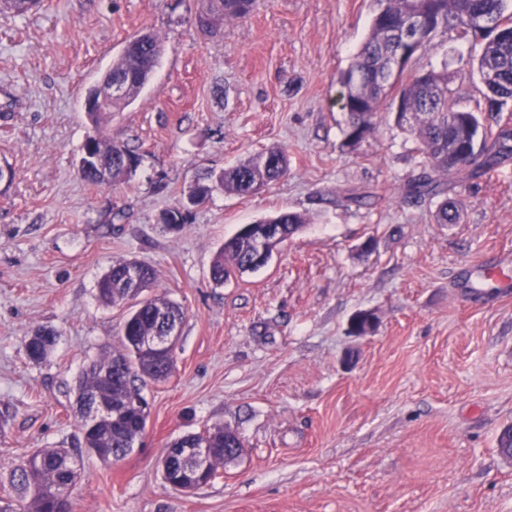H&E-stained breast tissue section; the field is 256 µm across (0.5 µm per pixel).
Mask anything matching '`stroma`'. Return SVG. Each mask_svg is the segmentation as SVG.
I'll list each match as a JSON object with an SVG mask.
<instances>
[{"instance_id": "obj_1", "label": "stroma", "mask_w": 512, "mask_h": 512, "mask_svg": "<svg viewBox=\"0 0 512 512\" xmlns=\"http://www.w3.org/2000/svg\"><path fill=\"white\" fill-rule=\"evenodd\" d=\"M205 0H43L0 12V512H18L11 470L37 448L81 454L74 512H512V463L497 435L512 423V290L479 270L512 255V160L457 181L461 221L437 199H409L422 172L415 134L389 104L348 145L341 72L377 0H260L196 26ZM164 52L123 111L91 122L87 88L126 41ZM481 39L437 36L409 73L447 70L459 108L475 107ZM139 164L94 186L77 171L87 136ZM278 146L288 170L252 196L213 191L176 230L209 171ZM281 211L305 226L271 262L215 285L217 251L241 225ZM373 240V252L362 249ZM153 267L184 311L176 369L145 389V434L122 460L85 454L74 416L82 366L118 346L124 309L97 282L114 263ZM371 311L375 330L350 332ZM57 339L31 362L36 328ZM242 456L185 494L161 475L171 443L216 425Z\"/></svg>"}]
</instances>
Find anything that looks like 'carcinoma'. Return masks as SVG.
Segmentation results:
<instances>
[{"label":"carcinoma","mask_w":512,"mask_h":512,"mask_svg":"<svg viewBox=\"0 0 512 512\" xmlns=\"http://www.w3.org/2000/svg\"><path fill=\"white\" fill-rule=\"evenodd\" d=\"M40 0H0V11L23 14L37 6ZM370 30L349 69L342 76L345 88L343 108L349 112L351 143L360 141L367 132L382 101L395 92L392 104L396 108V122L409 127L420 144L424 171L407 184V195L414 199L448 195V181L479 169L489 171L501 160L512 157V127L496 125L493 130L481 124L473 110H461L450 103L451 89L448 73L428 71L403 81L398 74L388 83L378 77L388 68L390 54L399 44L407 20L421 17V30L410 55L433 44L438 34L453 29L461 37L471 33V18L486 15L497 25L483 36L486 42L477 58L479 78L494 74V79L483 83L487 111L499 112L512 101V0H377ZM254 0H207L205 13L222 15L228 19L249 13ZM162 55L160 40L148 33L145 38L124 48L112 66V74L126 79L128 90L112 99L109 110L128 106L150 79ZM84 147L92 149L99 161L112 173L116 184L134 170L139 157L128 148L112 143L102 136L89 139ZM287 169L283 150L270 149L243 163L223 170L210 178L208 184H198L189 197L204 202L216 187L238 195H250L268 183L277 180ZM439 224H456L460 219L457 202L444 199L435 214ZM264 224H279L288 239L300 231L305 218L296 212L284 211L262 220ZM252 237L235 233L217 252L211 267L213 281L224 284L230 273L255 271L252 263ZM128 261L113 264L97 282V296L105 306L127 305V315L121 333V348L106 352L89 361L82 369L76 385V403L80 418L82 442L88 452L107 465L126 457L143 435L149 417V404L141 396L145 380L161 382L170 373L164 371L153 358L142 352L139 340L143 336L161 334L164 321L161 311L174 314L183 321L181 306L164 296L142 297L154 286V270L141 263L139 276L134 280L127 274ZM55 341L51 331L38 329L25 342L29 359L39 362L45 358ZM112 401L126 406L118 417H102L90 423L92 402ZM202 442L214 449L208 471L201 477L208 484L216 477L218 467L234 460L224 449L242 447L238 434L222 426L202 433L186 435L170 445L161 466L164 481L178 482L193 472L178 449ZM83 467L79 457L67 448H39L28 455L11 471V482L23 502V512H70L71 498L63 489L72 488L82 478Z\"/></svg>","instance_id":"obj_1"}]
</instances>
